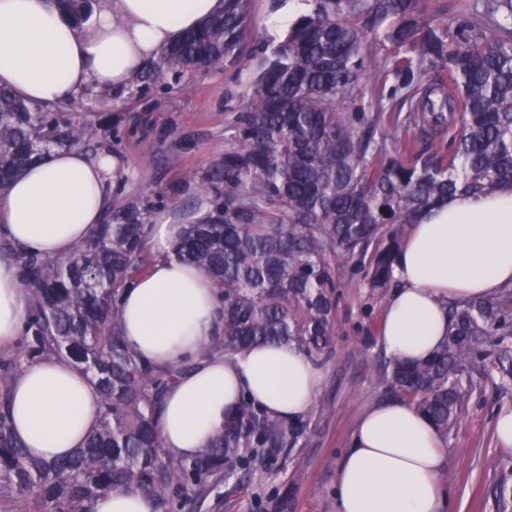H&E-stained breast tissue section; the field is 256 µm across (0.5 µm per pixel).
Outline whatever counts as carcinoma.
<instances>
[{
    "label": "carcinoma",
    "instance_id": "carcinoma-1",
    "mask_svg": "<svg viewBox=\"0 0 512 512\" xmlns=\"http://www.w3.org/2000/svg\"><path fill=\"white\" fill-rule=\"evenodd\" d=\"M85 24L105 0H56ZM310 9L273 46L253 49L255 70L228 92L224 158L184 178L211 196L208 217L172 247L219 290L218 330L197 358L143 360L122 336L121 290L143 273V212L112 215L71 257L17 253L28 296L23 343L3 362L11 388L27 362H72L100 392V422L74 455L30 458L0 397V512H91L105 491L135 490L153 512H210L235 471L275 448H294L307 422L240 398L209 447L175 456L157 408L196 360L230 359L253 345L293 343L318 362L335 340L340 280L361 276L373 299L422 213L458 192L512 187V0H306ZM252 0L224 8L148 63L156 85L218 64L242 68L256 26ZM67 97L31 104L0 87V190L54 149L103 148L102 129L64 119ZM497 350L490 353V337ZM512 289L448 304V337L427 360L389 361L382 383L444 434L481 393L475 367L495 356L512 376ZM494 512H512V466L491 488Z\"/></svg>",
    "mask_w": 512,
    "mask_h": 512
}]
</instances>
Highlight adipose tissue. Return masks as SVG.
Masks as SVG:
<instances>
[{
    "mask_svg": "<svg viewBox=\"0 0 512 512\" xmlns=\"http://www.w3.org/2000/svg\"><path fill=\"white\" fill-rule=\"evenodd\" d=\"M223 0H112L90 28L74 27L54 0H0V86L38 104L88 83L120 88ZM112 159L57 150L25 167L0 192V239L43 258L73 254L101 224ZM184 230L172 217L148 225L153 260L121 297L125 342L151 363L196 355L216 331L217 292L199 269L178 262ZM379 342L395 360L428 359L448 335V303L512 287V188L460 193L418 219L393 264ZM27 296L12 257L0 256V348L19 336ZM324 374L291 344L252 346L227 360H201L165 394L159 430L167 448L192 457L206 448L241 396L295 420L314 402ZM16 437L29 457L61 459L99 424L97 391L72 363L23 366L11 390ZM442 432L409 401L367 409L336 471V512H439L445 462Z\"/></svg>",
    "mask_w": 512,
    "mask_h": 512,
    "instance_id": "adipose-tissue-1",
    "label": "adipose tissue"
}]
</instances>
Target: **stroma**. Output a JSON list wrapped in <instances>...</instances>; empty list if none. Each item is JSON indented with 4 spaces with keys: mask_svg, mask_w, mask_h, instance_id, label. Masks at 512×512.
<instances>
[{
    "mask_svg": "<svg viewBox=\"0 0 512 512\" xmlns=\"http://www.w3.org/2000/svg\"><path fill=\"white\" fill-rule=\"evenodd\" d=\"M235 85L234 72L219 64L165 88L138 79L111 92L107 105L88 98L70 112L80 124L112 115V155L121 166L120 182L108 190L113 211L137 205L150 221L172 208L194 210L206 200L183 173L223 159L230 145L226 97ZM173 152L180 166L168 164ZM339 293L335 347L308 412L307 436L297 447L256 459L250 474L227 483L216 512H336V469L357 417L395 396L379 380L389 361L378 342L383 301L369 299L357 280L342 282ZM327 404L333 412H324ZM506 407H512V382L490 373L446 436L442 486L450 512H493L490 490L502 469L512 466V454L498 447L494 432L496 415Z\"/></svg>",
    "mask_w": 512,
    "mask_h": 512,
    "instance_id": "35a3bbf8",
    "label": "stroma"
}]
</instances>
